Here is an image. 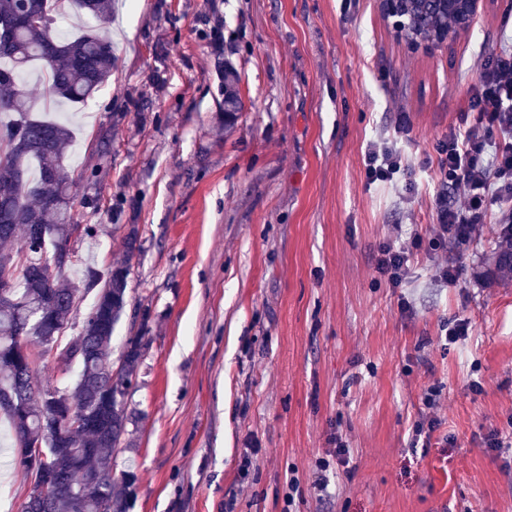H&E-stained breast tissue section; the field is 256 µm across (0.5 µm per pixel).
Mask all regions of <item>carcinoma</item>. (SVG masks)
I'll return each mask as SVG.
<instances>
[{
	"instance_id": "1",
	"label": "carcinoma",
	"mask_w": 512,
	"mask_h": 512,
	"mask_svg": "<svg viewBox=\"0 0 512 512\" xmlns=\"http://www.w3.org/2000/svg\"><path fill=\"white\" fill-rule=\"evenodd\" d=\"M32 15L51 17L70 12L95 19L106 17L112 0H0V17L21 8ZM415 25L424 32L448 25V15L431 0H407ZM115 56L112 44L89 31L60 34L56 28L21 26L10 46L0 49V115L13 119L4 128L20 133L0 142V169L9 175L10 198L0 204V244L22 237L16 252L0 251V270L12 268L13 286L0 288V397L20 400L9 416L15 462L37 476L29 446L41 445L47 464L59 475L53 488L38 494L43 512H130L135 474L112 475V459L126 433L124 399L141 361V337L126 340L117 366L109 360L112 334L128 305L129 267L112 266L106 279L86 268L85 290L99 288L82 327L71 341L60 344L69 316L80 300V289L66 281V271L52 264L55 253L71 247L73 180L64 159L72 139L69 126L51 116L32 115L28 70L42 62V78L52 100L82 103L109 78ZM232 71L224 73V124H231L241 109L232 84ZM26 332L17 333L19 324ZM33 345L46 354L69 356L79 364V377L71 389L35 386V362H22ZM112 390V405L102 393Z\"/></svg>"
}]
</instances>
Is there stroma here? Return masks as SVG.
Instances as JSON below:
<instances>
[{"instance_id":"35a3bbf8","label":"stroma","mask_w":512,"mask_h":512,"mask_svg":"<svg viewBox=\"0 0 512 512\" xmlns=\"http://www.w3.org/2000/svg\"><path fill=\"white\" fill-rule=\"evenodd\" d=\"M90 30L116 62L75 106L65 167L75 221L100 228L74 247L99 274L123 258L114 223L139 227L110 357L143 335L113 462L136 467L131 512H512V450L486 445L512 434V284L470 282L493 226L431 249L438 185L422 165L461 124L482 58L512 40V0H483L434 52L396 36L377 0H120L72 28ZM382 138L403 168L371 185L365 152ZM397 224L423 239L403 288L375 269ZM438 259L462 266L456 284L432 283ZM457 317L467 339L440 346ZM432 385L441 426L414 449ZM339 436L349 462L318 492ZM233 73L228 69L224 70V122L231 124L237 117V112L241 109V101L232 84Z\"/></svg>"}]
</instances>
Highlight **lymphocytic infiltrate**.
<instances>
[{"instance_id": "1", "label": "lymphocytic infiltrate", "mask_w": 512, "mask_h": 512, "mask_svg": "<svg viewBox=\"0 0 512 512\" xmlns=\"http://www.w3.org/2000/svg\"><path fill=\"white\" fill-rule=\"evenodd\" d=\"M471 119L436 145L439 189L433 199L436 222L430 243L476 240L486 225H497L499 251L512 258V50L489 54L468 100ZM401 168L394 144L381 139L365 155L368 184L387 183ZM421 244L413 233L401 243L380 246L376 270L389 287H405L414 252Z\"/></svg>"}]
</instances>
